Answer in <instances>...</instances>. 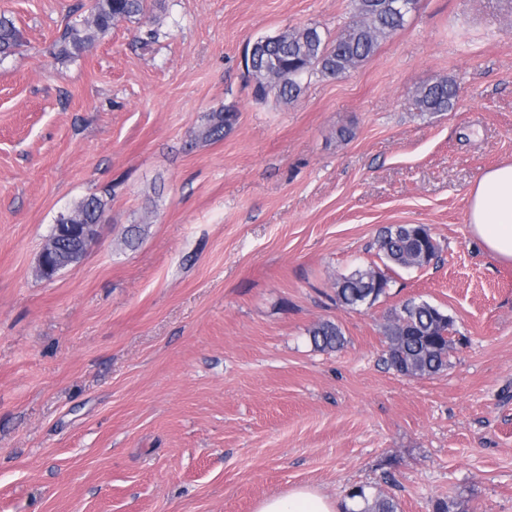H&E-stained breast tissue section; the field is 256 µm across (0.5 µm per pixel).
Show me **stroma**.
Masks as SVG:
<instances>
[{
	"mask_svg": "<svg viewBox=\"0 0 512 512\" xmlns=\"http://www.w3.org/2000/svg\"><path fill=\"white\" fill-rule=\"evenodd\" d=\"M93 4L0 0L23 33L0 57V512H254L304 485L512 512V264L467 216L477 179L512 162V0H417L290 101L255 98L247 50L335 38L354 0H161L59 57ZM443 77L452 110L416 111ZM227 106L233 128L201 139ZM91 194L97 237L41 278L58 214ZM399 224L430 228L438 258L341 306L337 280ZM411 300L454 322L438 375L384 362ZM323 321L340 350L311 343ZM309 335L313 345L320 350H338L345 342L341 328L331 321L318 324Z\"/></svg>",
	"mask_w": 512,
	"mask_h": 512,
	"instance_id": "stroma-1",
	"label": "stroma"
}]
</instances>
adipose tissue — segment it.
Listing matches in <instances>:
<instances>
[{"label":"adipose tissue","instance_id":"obj_1","mask_svg":"<svg viewBox=\"0 0 512 512\" xmlns=\"http://www.w3.org/2000/svg\"><path fill=\"white\" fill-rule=\"evenodd\" d=\"M473 236L497 260L512 263V163L486 170L469 191ZM339 501L299 486L261 500L255 512H342Z\"/></svg>","mask_w":512,"mask_h":512}]
</instances>
